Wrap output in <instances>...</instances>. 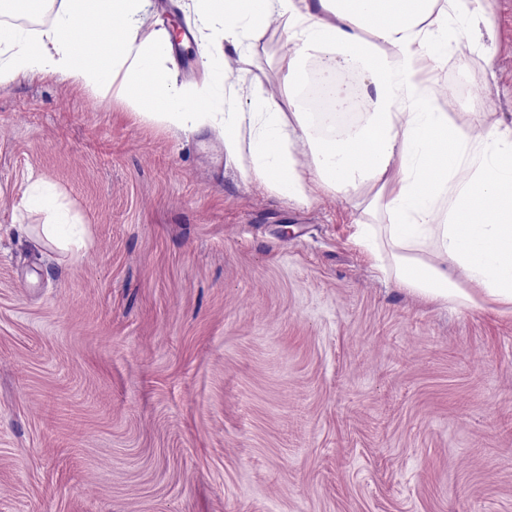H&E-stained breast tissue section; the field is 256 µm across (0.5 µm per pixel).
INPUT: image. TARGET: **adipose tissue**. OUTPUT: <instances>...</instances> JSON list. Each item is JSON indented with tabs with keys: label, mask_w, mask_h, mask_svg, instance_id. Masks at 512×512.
<instances>
[{
	"label": "adipose tissue",
	"mask_w": 512,
	"mask_h": 512,
	"mask_svg": "<svg viewBox=\"0 0 512 512\" xmlns=\"http://www.w3.org/2000/svg\"><path fill=\"white\" fill-rule=\"evenodd\" d=\"M33 2L52 6L53 18L36 31L0 25V83L51 75L102 97L117 88L145 121L184 134L220 130L245 181L298 206L312 203L315 181L347 203L361 186H378L369 208L384 221L358 222L357 237L385 253L382 272L435 302H468L477 291L512 306V123L477 113L456 122L426 74L431 62L452 57L464 69L473 56L491 57L478 35L458 38L493 29L485 0H192L210 62L194 89L169 66V33L139 36L151 0ZM273 18L288 30L281 82L290 110L265 91L245 110L224 57ZM77 28L107 38L80 43ZM340 71L360 76L363 111L343 110ZM310 96L312 109L303 105ZM21 204L41 214L43 243L80 258L86 224L55 184L28 178Z\"/></svg>",
	"instance_id": "obj_1"
}]
</instances>
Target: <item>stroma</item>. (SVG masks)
I'll return each mask as SVG.
<instances>
[{
    "mask_svg": "<svg viewBox=\"0 0 512 512\" xmlns=\"http://www.w3.org/2000/svg\"><path fill=\"white\" fill-rule=\"evenodd\" d=\"M143 35L195 16L152 0ZM454 119L512 121V0ZM284 24L237 99L280 88ZM89 229L23 234L28 174ZM377 192L298 207L210 131L53 77L0 85V512H512V310L431 303L354 239Z\"/></svg>",
    "mask_w": 512,
    "mask_h": 512,
    "instance_id": "35a3bbf8",
    "label": "stroma"
}]
</instances>
